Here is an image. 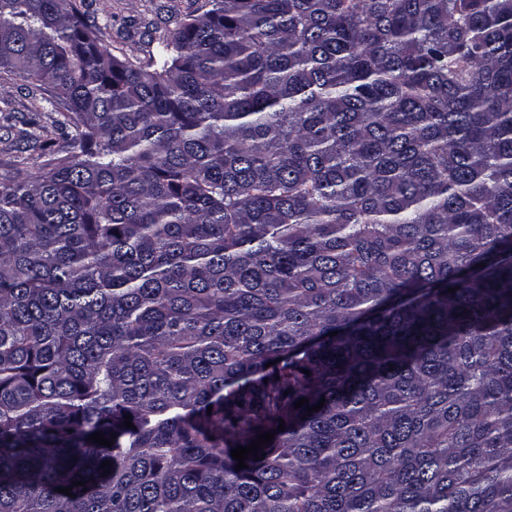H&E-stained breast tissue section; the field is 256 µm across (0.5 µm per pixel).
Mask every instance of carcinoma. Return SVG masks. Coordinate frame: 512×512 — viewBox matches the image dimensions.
<instances>
[{
  "label": "carcinoma",
  "instance_id": "cac0c4a2",
  "mask_svg": "<svg viewBox=\"0 0 512 512\" xmlns=\"http://www.w3.org/2000/svg\"><path fill=\"white\" fill-rule=\"evenodd\" d=\"M208 4L0 0V512H512V0ZM100 27L102 45L119 57L156 55L179 22L208 10L206 0H75ZM49 93L36 90L27 85L26 82L0 81V175L7 171H12L8 166L14 156L22 155L29 158H37L39 151L29 147L21 138L20 132L28 129L24 123L36 112H50V105L44 98H48ZM5 116H9L8 121ZM19 150L26 152H19Z\"/></svg>",
  "mask_w": 512,
  "mask_h": 512
}]
</instances>
